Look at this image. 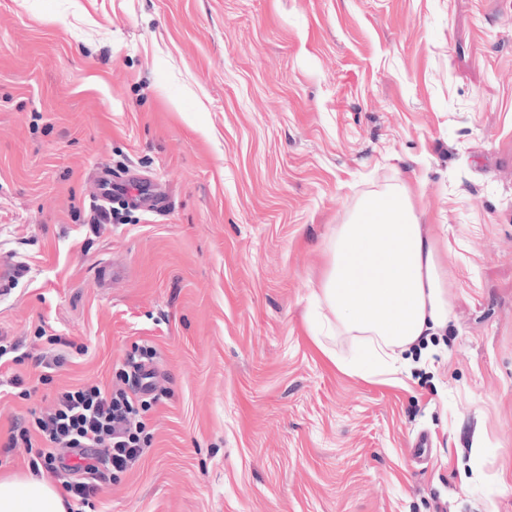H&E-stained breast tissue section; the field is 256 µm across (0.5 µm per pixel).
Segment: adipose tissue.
<instances>
[{"label": "adipose tissue", "instance_id": "adipose-tissue-1", "mask_svg": "<svg viewBox=\"0 0 512 512\" xmlns=\"http://www.w3.org/2000/svg\"><path fill=\"white\" fill-rule=\"evenodd\" d=\"M330 269L315 295L331 314L327 331L359 337L363 353L347 364L366 378L394 373L399 350L448 321L446 278L434 239L405 193L363 205L330 243ZM0 512H66L42 476L0 477Z\"/></svg>", "mask_w": 512, "mask_h": 512}]
</instances>
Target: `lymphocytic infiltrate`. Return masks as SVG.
<instances>
[{
	"label": "lymphocytic infiltrate",
	"instance_id": "f902f5d3",
	"mask_svg": "<svg viewBox=\"0 0 512 512\" xmlns=\"http://www.w3.org/2000/svg\"><path fill=\"white\" fill-rule=\"evenodd\" d=\"M127 388L105 392L99 386L60 391L50 407L15 419L9 446L34 447L29 464L61 483L66 497L88 504L143 453V423L137 407L146 391L144 365L131 362Z\"/></svg>",
	"mask_w": 512,
	"mask_h": 512
}]
</instances>
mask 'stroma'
Instances as JSON below:
<instances>
[{"instance_id": "1", "label": "stroma", "mask_w": 512, "mask_h": 512, "mask_svg": "<svg viewBox=\"0 0 512 512\" xmlns=\"http://www.w3.org/2000/svg\"><path fill=\"white\" fill-rule=\"evenodd\" d=\"M103 164L165 207L95 223ZM389 190L449 316L383 383L312 291ZM1 259V476L15 416L146 347L144 452L91 512H512V0H0Z\"/></svg>"}]
</instances>
